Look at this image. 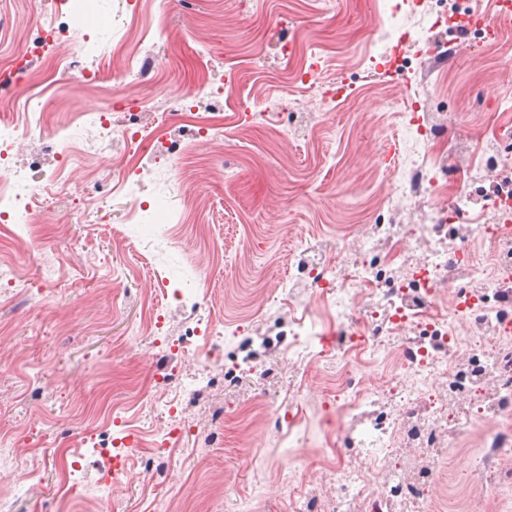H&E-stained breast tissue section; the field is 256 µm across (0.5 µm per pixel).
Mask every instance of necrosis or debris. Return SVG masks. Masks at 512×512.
I'll list each match as a JSON object with an SVG mask.
<instances>
[{
    "label": "necrosis or debris",
    "mask_w": 512,
    "mask_h": 512,
    "mask_svg": "<svg viewBox=\"0 0 512 512\" xmlns=\"http://www.w3.org/2000/svg\"><path fill=\"white\" fill-rule=\"evenodd\" d=\"M483 2L428 0V12L467 21L484 41ZM42 13L23 52L0 67L1 87H30L35 64L84 22L49 6ZM168 24L160 6L155 25L118 49L110 71L56 56L59 80L107 88L96 110L71 115L86 132L82 144L64 124L47 133L43 113L14 101L12 116L0 118L1 224L27 223L50 191L101 205L123 191L138 211L151 165L223 130L224 73L214 60L202 89L169 85L155 101L132 96L156 85L157 37ZM410 108L406 158L384 195L387 219L301 239L279 283L288 326L272 343L283 349L289 378L280 416L289 447L306 443L298 373L336 367L322 400L336 427L318 453L319 469L339 488L333 512H432L444 496L438 458L462 446L483 449L486 489L512 485V122L485 140L451 134L447 113L426 111L423 98ZM93 155L112 159V182L73 183ZM300 285L308 299L295 296ZM363 363L375 376H358ZM342 443L352 455L339 453ZM396 448L412 449V461H396Z\"/></svg>",
    "instance_id": "1"
}]
</instances>
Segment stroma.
Segmentation results:
<instances>
[{
  "mask_svg": "<svg viewBox=\"0 0 512 512\" xmlns=\"http://www.w3.org/2000/svg\"><path fill=\"white\" fill-rule=\"evenodd\" d=\"M38 2L0 0V64L36 27ZM144 2L95 0L89 23L100 58L125 37L117 14L143 11ZM419 7L420 0H251L246 9L239 0H170L159 79L191 90L202 55L223 58L231 82L224 137L148 174L150 207L137 223H123L119 197L91 222L86 202L47 194L36 237L0 249V261L26 280L0 288V512H237L229 475L244 485L279 473L306 477L294 459L311 457V448H281L278 419L266 408L288 390L260 335L283 314L274 287L291 252L313 231L332 235L337 225L374 220L364 202L386 181L382 157L388 143L402 141L409 93L427 91L437 111L454 113L461 134L488 125L496 100L512 96V30L489 43L472 40L467 58L448 60L439 48L438 65L425 74L392 66L395 55H414L410 44L364 40L367 23L394 13L422 24ZM302 64L315 78L293 89L296 96L318 98L337 84L345 93L327 104L319 125L285 141L251 119L252 96L285 91L289 66ZM62 101L90 112L100 96L55 82L39 109L57 112ZM156 280L196 289L216 324L247 316V335L225 333L224 352L264 360L265 372L244 378L236 393L218 369L191 386L172 350L191 315L155 292ZM147 307L166 318L154 340L134 333ZM163 392L179 395L207 446L189 439L161 462L135 453L121 485H105L86 452L102 431L96 403L109 398L119 416L138 402L142 427L159 437L173 422ZM60 441L83 455L66 494L53 461Z\"/></svg>",
  "mask_w": 512,
  "mask_h": 512,
  "instance_id": "stroma-1",
  "label": "stroma"
}]
</instances>
